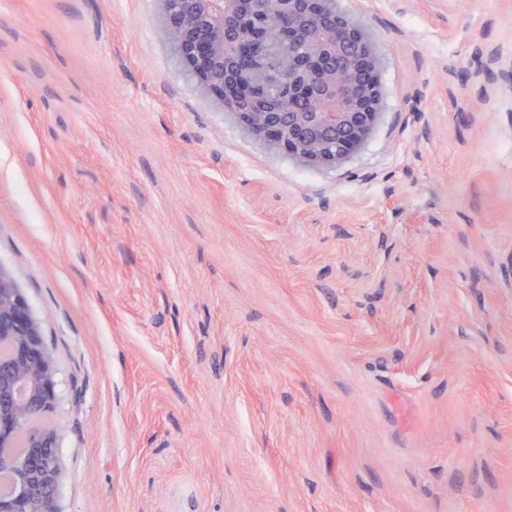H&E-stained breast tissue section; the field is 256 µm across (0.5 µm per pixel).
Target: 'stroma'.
Returning <instances> with one entry per match:
<instances>
[{
    "label": "stroma",
    "mask_w": 512,
    "mask_h": 512,
    "mask_svg": "<svg viewBox=\"0 0 512 512\" xmlns=\"http://www.w3.org/2000/svg\"><path fill=\"white\" fill-rule=\"evenodd\" d=\"M382 108L252 137L156 0H0V264L63 512H512V0H336ZM41 324L34 317L26 297L7 268L0 266V335L17 336L32 373L40 382L37 392L21 393L16 386L14 398L23 405L37 401L42 410L57 401V370L43 343Z\"/></svg>",
    "instance_id": "stroma-1"
}]
</instances>
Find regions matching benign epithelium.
Segmentation results:
<instances>
[{
    "label": "benign epithelium",
    "mask_w": 512,
    "mask_h": 512,
    "mask_svg": "<svg viewBox=\"0 0 512 512\" xmlns=\"http://www.w3.org/2000/svg\"><path fill=\"white\" fill-rule=\"evenodd\" d=\"M166 35L179 60L201 89L219 106L231 100L241 104L236 117L255 138L270 147L288 152L305 165L334 167L362 146L372 134L382 100L375 96L371 82L348 64L344 49L347 32L357 24L328 14L326 0H280L281 16L290 23L297 15L311 18L314 33L305 38L301 57L282 68L277 94L304 97L299 112H253L246 102L254 83L262 80L263 58L248 75L224 78V42L245 40L250 33L235 23L239 0H157ZM363 41V60L368 73L378 70L376 51ZM0 335L16 336L27 356L32 373L40 382L38 391L14 390L23 405L36 401L45 410L57 401V370L43 343L41 324L34 317L26 297L7 268L0 266ZM54 431L26 432L27 453L0 457V467L16 469L40 461L44 450L53 449ZM0 512H30L21 497L0 496Z\"/></svg>",
    "instance_id": "benign-epithelium-1"
}]
</instances>
